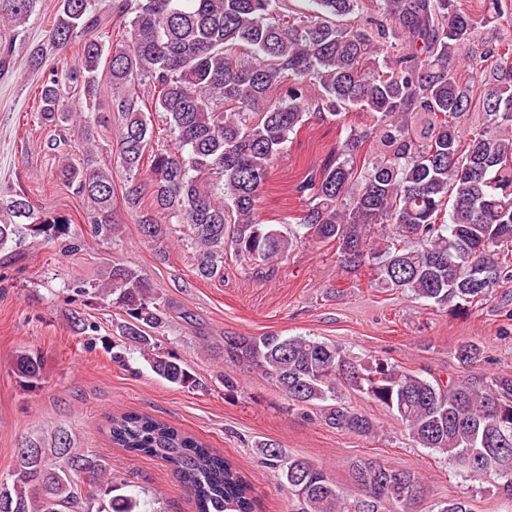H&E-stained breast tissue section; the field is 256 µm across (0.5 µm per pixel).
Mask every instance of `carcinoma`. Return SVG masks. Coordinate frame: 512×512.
Segmentation results:
<instances>
[{
	"label": "carcinoma",
	"mask_w": 512,
	"mask_h": 512,
	"mask_svg": "<svg viewBox=\"0 0 512 512\" xmlns=\"http://www.w3.org/2000/svg\"><path fill=\"white\" fill-rule=\"evenodd\" d=\"M308 12L287 0H59L45 39L26 49V65L44 68L52 53L79 45L38 85L41 126L58 128L74 113L62 83L82 87L95 106L99 75L121 116L116 163L129 175L123 203L140 232L163 242L182 231L196 249L195 273L224 277L231 254L255 278H268L297 244L336 248L343 274L408 291L464 313L501 288L498 311L512 321V0H311ZM38 0H0V75L13 69L21 27ZM121 39L107 46V25ZM165 116L171 143L155 141L143 104ZM312 119L345 136L295 185L305 208L282 229L259 218L274 161L289 136ZM91 207V236L109 244L112 170L89 151L61 166ZM30 220L20 224L18 220ZM58 240L65 221L35 211L25 192L0 206V252L27 236ZM77 295L122 316L118 335L134 344L156 375L180 387L199 379L156 335L173 306L138 266L114 263ZM224 391L240 390L236 369L258 370L288 409L339 432L372 435L376 421L350 406L351 388L384 408L422 448L459 471L492 480L512 501V372L482 379L425 377L383 358L365 360L339 345L304 336L223 338ZM482 358L460 343L457 365ZM24 385L43 382L42 358L15 356ZM109 443L162 460L192 494L196 512H253L251 485L224 455L194 434L139 412L109 417ZM17 449L0 478V512H84L112 492V468L72 451L68 435L46 450ZM299 512H415L427 493L415 472L362 458L352 466L355 494L338 488L304 457L263 442ZM137 500L113 497L108 512H135ZM436 512H472L450 498Z\"/></svg>",
	"instance_id": "obj_1"
}]
</instances>
